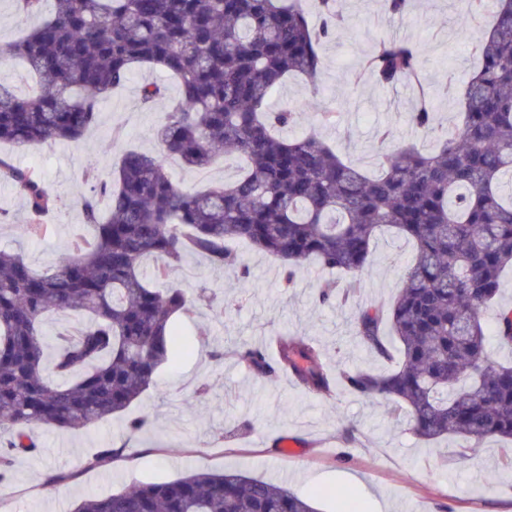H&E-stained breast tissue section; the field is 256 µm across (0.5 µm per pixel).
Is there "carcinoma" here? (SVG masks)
I'll return each instance as SVG.
<instances>
[{
  "label": "carcinoma",
  "instance_id": "carcinoma-1",
  "mask_svg": "<svg viewBox=\"0 0 512 512\" xmlns=\"http://www.w3.org/2000/svg\"><path fill=\"white\" fill-rule=\"evenodd\" d=\"M18 14L40 21L0 54L21 58L37 78L33 94L0 82V143H77L98 124L112 90L147 65L174 79L154 131L162 155L189 168L245 159L231 182L204 192L177 186L161 155L126 150L107 180L82 201L90 239L50 269H32L0 250V482L15 456L34 447L38 424L76 430L127 410L173 356L177 315L194 305L178 288L162 291L190 254L248 277L233 245L246 242L279 260L287 281L307 261L345 274L363 271L378 232L412 242L404 286L387 305L361 308L355 336L391 360L385 335L399 342L389 372L332 368L319 345L275 336V355L258 347L234 352L258 380L286 373L306 391L343 386L382 398L406 414L408 429L431 441L455 436L460 463L488 438L512 443V364L494 363L481 322L512 269V0H496L476 46L480 67L464 86L462 120L445 124L421 82L418 49L397 38L376 42L361 62L382 86L417 91L410 122L439 145L430 153L377 134L382 171L369 176L315 134L279 130L300 109H270L290 75L318 92L321 47L345 24L342 0H312L316 28L301 0H15ZM384 14L405 17L412 0H379ZM50 9H45L46 4ZM164 88L144 83L152 106ZM0 181L23 196L27 233H49L42 218L58 198L33 169L0 155ZM79 312L87 322L57 334L45 375L50 313ZM496 338L512 344V305L496 315ZM102 448L91 468L112 464ZM75 512H316L287 486L239 472L191 473L174 481L132 483L89 497Z\"/></svg>",
  "mask_w": 512,
  "mask_h": 512
}]
</instances>
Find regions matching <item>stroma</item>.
Segmentation results:
<instances>
[{"instance_id":"35a3bbf8","label":"stroma","mask_w":512,"mask_h":512,"mask_svg":"<svg viewBox=\"0 0 512 512\" xmlns=\"http://www.w3.org/2000/svg\"><path fill=\"white\" fill-rule=\"evenodd\" d=\"M493 11L492 0L477 15L470 13L467 0H414L409 16L390 18L378 0H345L346 26L322 46L320 94L334 118L324 125L316 113H301L284 136L317 134L349 163L377 172L379 129H394L403 142H417L409 122L415 99L398 95L393 85L357 81L363 56L376 40L409 39L421 54L435 106L456 121L458 101L445 89L462 88L477 66L475 46ZM145 81L165 83L167 98L178 94L164 73L144 66L102 103L98 125L80 143L51 140L13 148L17 163L34 168L53 186L59 204L45 218L51 233L29 235L20 193L0 183L1 249L18 252L42 271L69 253L75 240L89 236L81 210L90 189L87 172L108 174L127 147L158 148L152 133L164 106L140 102L138 88ZM168 166L174 181L188 191L234 179L238 171L237 165L221 162L203 172L174 160ZM237 251L249 269L247 282L197 255L186 257L168 280V287L188 291L194 324L185 330L184 349L160 368L139 400L85 429L34 427V451L17 457L0 485L8 492L10 512H73L86 497L133 482L227 470L287 483L317 512H343L346 497L359 512H415L419 506L424 512H512V462L500 441L486 440L479 455L462 464L455 457L460 438L418 441L391 403L343 390L312 394L285 376L259 382L236 358L214 356L218 350L265 347L272 336L288 333L317 343L326 360L340 367L390 369V362L359 345L352 320L357 308L397 296L413 255L411 242L387 230L379 233L368 269L342 278L327 305L319 304L317 293L331 271L304 264L286 288L277 261L244 245ZM141 415L149 416L150 425L130 431V420ZM286 438L298 443L297 453L281 448ZM102 448H119L123 454L108 467L86 468ZM51 472L67 478L46 484Z\"/></svg>"}]
</instances>
